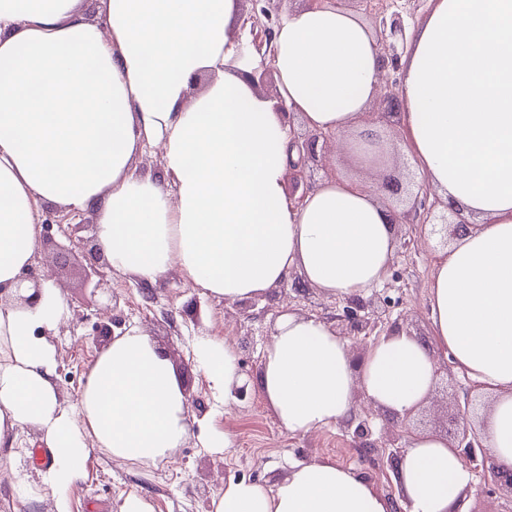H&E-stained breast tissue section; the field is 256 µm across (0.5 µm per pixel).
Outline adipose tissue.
<instances>
[{"label":"adipose tissue","mask_w":512,"mask_h":512,"mask_svg":"<svg viewBox=\"0 0 512 512\" xmlns=\"http://www.w3.org/2000/svg\"><path fill=\"white\" fill-rule=\"evenodd\" d=\"M0 0V447L36 428L53 455L43 482L54 512L91 448L117 460L170 456L195 423L174 363L129 328L96 353L75 408L56 384L52 337L65 314L57 288L13 300L39 239L40 207L94 213L96 244L112 269L154 284L170 269L232 304L299 274L329 298L366 297L397 249L399 210L365 178L320 181L303 201L285 192L292 129L235 60L238 0ZM277 100L314 132L367 126L385 70L378 37L332 0L287 9L273 29ZM209 81L191 92L198 75ZM399 123L405 151L439 197L471 222L433 263L432 344L382 338L354 368L327 319L294 311L275 321L257 390L280 426L310 434L351 417L358 397L399 415L435 383V358L490 404L481 429L512 467V0H434L402 60ZM159 144L161 172L134 159ZM194 360L213 399L243 382L234 346L200 337ZM407 512H456L474 483L446 438L413 435L399 465ZM212 512H391L353 467L291 466L273 489L225 484Z\"/></svg>","instance_id":"adipose-tissue-1"}]
</instances>
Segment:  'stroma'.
Segmentation results:
<instances>
[{
  "instance_id": "stroma-1",
  "label": "stroma",
  "mask_w": 512,
  "mask_h": 512,
  "mask_svg": "<svg viewBox=\"0 0 512 512\" xmlns=\"http://www.w3.org/2000/svg\"><path fill=\"white\" fill-rule=\"evenodd\" d=\"M371 117L379 125L392 154L387 164L375 169L377 181L390 180L409 193V163L401 147L397 115L388 113L382 99H374ZM397 250L386 280L370 291L372 299L387 298L392 318L405 332L430 339L428 283L435 252L420 236L416 224L395 227ZM33 265L58 288L67 318L53 342L56 347V382L66 406H73L85 383L91 357L110 339L94 335L92 327L109 321L111 315L126 326L143 329L173 361L197 418L214 428L236 434L237 445L225 453L203 447L190 436L172 457L149 464L123 462L90 451L82 482L70 493L71 512H113L114 504L128 494L149 501L154 512H210L213 499L231 480H245L266 488L284 478L293 462L328 460L360 467L359 451L343 425L313 434L291 435L276 422L270 406L259 395L219 406L207 391L193 347L198 337H227L237 359L255 381L272 326L286 311L316 315L344 329L342 300L328 298L317 290L296 292L293 282H284L267 294L227 305L186 284L178 271H170L155 285L152 298H144L142 286L130 275L107 270L109 290L85 287V262L80 248L62 232L51 240H39ZM43 448L36 430L21 431L12 459L0 462V512H52L53 492L36 471V455Z\"/></svg>"
}]
</instances>
